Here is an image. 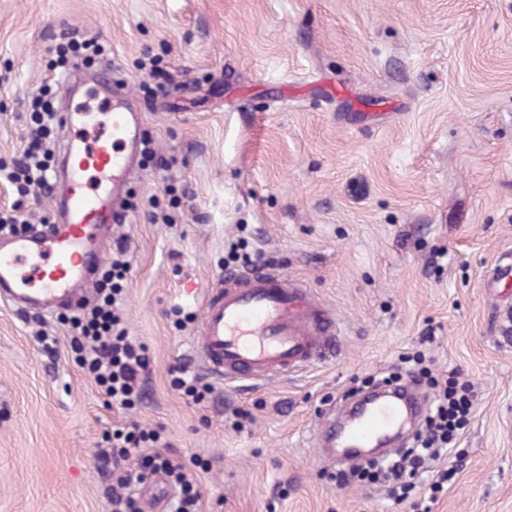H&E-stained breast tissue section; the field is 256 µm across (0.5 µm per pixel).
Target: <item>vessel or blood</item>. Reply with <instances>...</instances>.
<instances>
[{"label":"vessel or blood","mask_w":512,"mask_h":512,"mask_svg":"<svg viewBox=\"0 0 512 512\" xmlns=\"http://www.w3.org/2000/svg\"><path fill=\"white\" fill-rule=\"evenodd\" d=\"M78 106L64 99L56 123L60 164L52 222L20 231L0 246V303L26 313L52 314L89 301L114 224L117 200L135 173L143 127L128 87L111 70L98 71ZM336 316L303 281L263 270L222 278L208 292L192 343L200 369L222 383L264 381L332 359ZM429 392L409 383L363 406L338 442L371 448L389 440L405 412L421 417ZM162 475L145 481L143 512H168L172 492Z\"/></svg>","instance_id":"vessel-or-blood-1"}]
</instances>
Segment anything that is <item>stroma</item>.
I'll list each match as a JSON object with an SVG mask.
<instances>
[{"instance_id": "obj_1", "label": "stroma", "mask_w": 512, "mask_h": 512, "mask_svg": "<svg viewBox=\"0 0 512 512\" xmlns=\"http://www.w3.org/2000/svg\"><path fill=\"white\" fill-rule=\"evenodd\" d=\"M62 31L106 47L170 163L142 159L112 231L150 373L114 406L61 318L0 304V512H109L95 450L134 423L209 462L202 512H411L386 484L337 481L315 435L416 351L476 395L432 512H512V0H0V165L60 75ZM154 62L168 80L150 92ZM152 197L174 223L141 212ZM239 242L335 311L340 348L192 403L169 367Z\"/></svg>"}]
</instances>
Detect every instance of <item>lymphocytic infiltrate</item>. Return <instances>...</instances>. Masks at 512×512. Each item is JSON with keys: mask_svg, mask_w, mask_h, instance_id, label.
I'll list each match as a JSON object with an SVG mask.
<instances>
[{"mask_svg": "<svg viewBox=\"0 0 512 512\" xmlns=\"http://www.w3.org/2000/svg\"><path fill=\"white\" fill-rule=\"evenodd\" d=\"M36 129L19 159L14 160L7 174L9 181L19 183L24 191L48 192L52 188L51 152L44 138L55 124V109L44 97L34 104ZM129 269L125 247H117L109 269L98 280L99 304L80 316L68 318L69 334L77 346L83 370L104 388L113 403L124 408L142 399V383L148 370L145 347L127 336L121 326L122 289L119 285ZM414 373L441 396L425 419L413 449L403 455H393L383 462L391 472L392 492L397 499L410 493L411 478L426 473L430 464L442 461L448 453L454 435L466 424L475 401L468 384L459 380L458 372L448 377L433 375L423 357H413ZM95 459L108 479L104 495L110 512H142L138 498L128 489L147 475L163 474L177 494L170 504L172 512H199L202 494L199 472L205 469L202 460L186 464L174 450L164 447L162 437L154 431L139 428L117 429L107 440L106 447L97 449Z\"/></svg>", "mask_w": 512, "mask_h": 512, "instance_id": "f902f5d3", "label": "lymphocytic infiltrate"}]
</instances>
